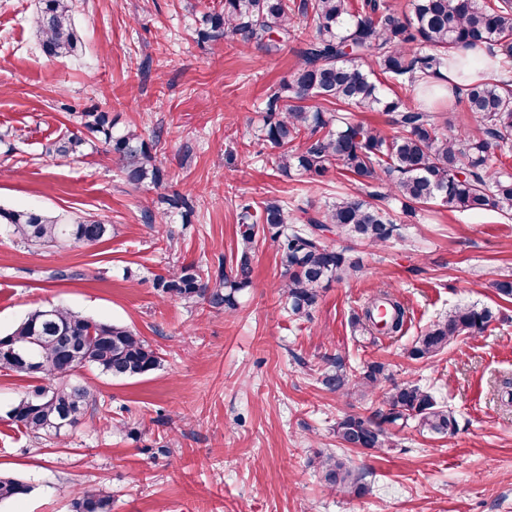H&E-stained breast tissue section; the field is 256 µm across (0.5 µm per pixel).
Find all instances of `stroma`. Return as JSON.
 I'll return each mask as SVG.
<instances>
[{
  "label": "stroma",
  "instance_id": "35a3bbf8",
  "mask_svg": "<svg viewBox=\"0 0 512 512\" xmlns=\"http://www.w3.org/2000/svg\"><path fill=\"white\" fill-rule=\"evenodd\" d=\"M223 0H76L77 55L47 59L33 18L38 0H0V206L64 218L94 215L112 237L91 248L28 250L0 233V333L28 313L63 306L135 330L163 354L153 374L116 380L83 371L101 405L67 438L36 440L0 422V474L29 495L0 512H71L76 492L100 488L112 512H512V301L493 284L512 274V218L433 203L416 216L386 204L398 233L375 250L329 233L326 245L360 258L362 272L320 290L312 316L294 320L282 267L259 240L253 284L235 311L164 300L153 280L169 267L214 268L239 241L240 203L285 201L306 223L350 177L283 176L261 137L268 96L290 77L297 44L269 56L235 39L200 41L201 16ZM108 113L117 129L157 141L162 187L128 185L101 141L59 157L49 145L77 130V113ZM191 195L189 220L146 222L161 195ZM57 269L66 280L51 279ZM395 290L405 335L370 339L352 320L380 289ZM491 307L496 318L432 361L408 351L449 308ZM384 363L414 381L457 420L454 435L407 427L385 451L346 448L337 421L372 416L376 396L327 391L331 357ZM337 453L366 475L361 498L331 491L320 455Z\"/></svg>",
  "mask_w": 512,
  "mask_h": 512
}]
</instances>
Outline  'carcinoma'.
I'll use <instances>...</instances> for the list:
<instances>
[{
  "instance_id": "obj_1",
  "label": "carcinoma",
  "mask_w": 512,
  "mask_h": 512,
  "mask_svg": "<svg viewBox=\"0 0 512 512\" xmlns=\"http://www.w3.org/2000/svg\"><path fill=\"white\" fill-rule=\"evenodd\" d=\"M74 0H39L33 23L41 52L54 59L73 57L78 35L73 26ZM312 17L315 35L297 51L291 78L280 83L265 105L263 140L276 150L275 164L285 176L296 170L323 177L336 165L366 189V198L338 197L305 224L288 223L287 208L265 202L259 212L242 207L240 243L230 269L214 270L193 264L154 279L164 299L205 304L217 311L233 310L238 294L253 283V254L259 234L269 238L284 270L281 284L292 316L309 318L325 281L357 275L360 259L329 248L325 233L355 238L371 248H382L397 225L381 205L386 194L375 185L388 183L404 200L406 214L415 207L438 202L450 211L494 208L512 216V174L493 167L489 150L512 140V0L481 5L478 0H412L408 16H399L380 0H224V9L203 16L198 36L216 41L227 36L264 54L284 50L297 40V18ZM472 51L460 64L451 55L458 48ZM504 54L497 79L474 80L450 97L480 116L483 136L448 133L442 113L414 107L408 100L447 81L443 71L460 66L474 69L484 56ZM323 101L332 108L314 105ZM385 112L392 133L353 123L346 113ZM83 130L57 139L51 151L66 157L86 144L83 132L100 134L119 162L125 181L134 186H161L164 170L156 164L151 146L135 129L114 130L105 112L78 115ZM297 140L301 150L293 149ZM163 215L183 218L193 211L192 200L180 193L165 195ZM0 231L28 248L44 246L92 247L112 236V225L90 217L64 219L39 211L0 207ZM405 309L389 291L372 298L356 326L391 334L402 330ZM495 319L488 307L456 306L417 337L409 351L414 360H430L463 335L482 333ZM30 348L44 383L33 386L6 412L10 426L34 438L60 437L75 429L88 411L97 408L96 390L77 378L87 367L115 379L147 376L161 367L163 358L129 327L85 318L65 307L51 306L30 313L10 332L0 336V368L20 376L32 371L15 357L18 348ZM389 374L381 362L357 371L339 358H329L321 384L331 392L358 389L378 395L380 407L371 417L347 415L336 423L341 443L385 450L394 447L391 430L416 423L422 430L447 435L456 420L420 384L406 381L385 386ZM326 484L351 496L369 487L344 461L325 454L318 461ZM32 486L0 476V501L29 494ZM112 500L102 489H84L74 498L73 512H111Z\"/></svg>"
}]
</instances>
